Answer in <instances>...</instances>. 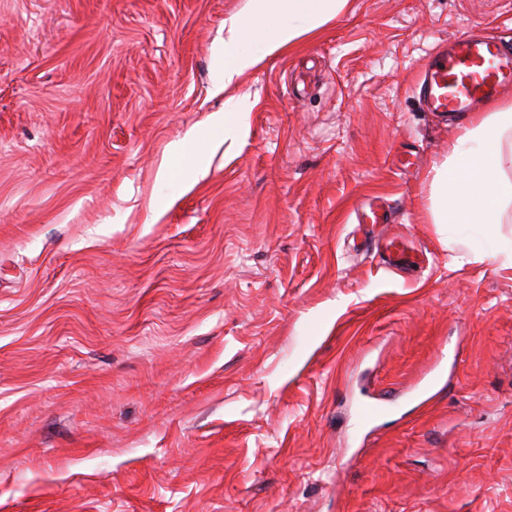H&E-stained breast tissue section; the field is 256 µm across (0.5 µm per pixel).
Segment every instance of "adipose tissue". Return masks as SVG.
<instances>
[{
    "label": "adipose tissue",
    "instance_id": "obj_1",
    "mask_svg": "<svg viewBox=\"0 0 512 512\" xmlns=\"http://www.w3.org/2000/svg\"><path fill=\"white\" fill-rule=\"evenodd\" d=\"M349 0H249L244 12L224 22V66L213 85L226 94L228 109L209 115L225 136L241 134L248 102L235 96L240 80L258 70L303 36L343 14ZM512 136V101L493 103L479 113L432 177L431 215L436 224L460 226L479 234L486 250L497 253L495 228L512 205V179L505 171L504 141Z\"/></svg>",
    "mask_w": 512,
    "mask_h": 512
}]
</instances>
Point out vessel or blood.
I'll return each mask as SVG.
<instances>
[{
	"label": "vessel or blood",
	"mask_w": 512,
	"mask_h": 512,
	"mask_svg": "<svg viewBox=\"0 0 512 512\" xmlns=\"http://www.w3.org/2000/svg\"><path fill=\"white\" fill-rule=\"evenodd\" d=\"M511 84L512 53L503 52L493 34L460 35L430 58L419 96L430 110L457 121ZM382 255L384 266L391 270L405 269L416 259L398 235L385 241Z\"/></svg>",
	"instance_id": "b4317fda"
}]
</instances>
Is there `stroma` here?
I'll list each match as a JSON object with an SVG mask.
<instances>
[{"instance_id": "stroma-1", "label": "stroma", "mask_w": 512, "mask_h": 512, "mask_svg": "<svg viewBox=\"0 0 512 512\" xmlns=\"http://www.w3.org/2000/svg\"><path fill=\"white\" fill-rule=\"evenodd\" d=\"M247 4L0 0V512H512V261L431 223L463 129L415 92L512 0H350L228 139ZM383 264L391 270H402L415 263L420 255L412 253L399 235H393L382 246Z\"/></svg>"}]
</instances>
